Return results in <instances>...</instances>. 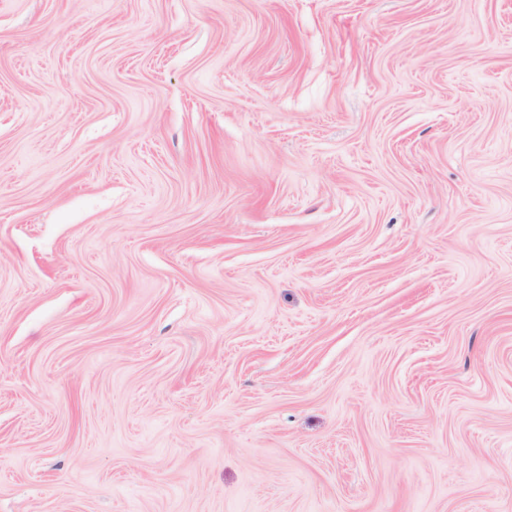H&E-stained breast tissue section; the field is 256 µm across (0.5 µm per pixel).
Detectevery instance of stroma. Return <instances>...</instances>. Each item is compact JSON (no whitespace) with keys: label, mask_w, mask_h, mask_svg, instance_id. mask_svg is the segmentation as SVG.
<instances>
[{"label":"stroma","mask_w":512,"mask_h":512,"mask_svg":"<svg viewBox=\"0 0 512 512\" xmlns=\"http://www.w3.org/2000/svg\"><path fill=\"white\" fill-rule=\"evenodd\" d=\"M0 512H512V0H0Z\"/></svg>","instance_id":"1"}]
</instances>
